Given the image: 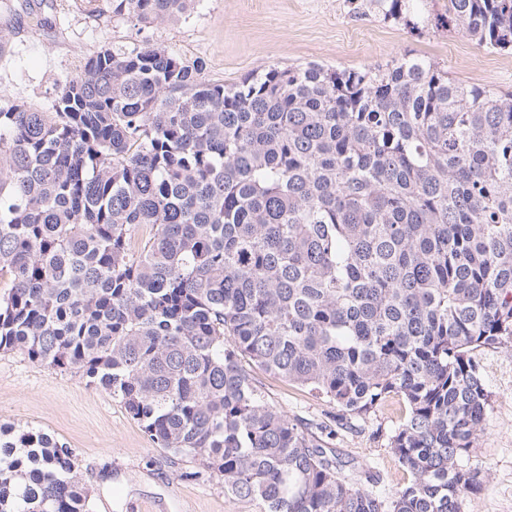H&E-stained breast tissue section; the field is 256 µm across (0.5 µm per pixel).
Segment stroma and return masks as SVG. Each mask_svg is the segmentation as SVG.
Instances as JSON below:
<instances>
[{
    "label": "stroma",
    "instance_id": "1",
    "mask_svg": "<svg viewBox=\"0 0 512 512\" xmlns=\"http://www.w3.org/2000/svg\"><path fill=\"white\" fill-rule=\"evenodd\" d=\"M113 0H0V105L49 110L60 84L91 56L149 44L186 62L203 61V81L231 87L269 68L318 63L362 69L405 55L426 57L452 79L512 93V53L476 45L456 29L436 26L445 0H422L404 22L385 18L367 0H193L177 22L143 23L115 13ZM491 395L465 463L478 489L465 493L462 512H512V343L477 351ZM267 402L310 424H329L334 408L309 389L255 369ZM405 404L394 398L371 412L361 431L335 446L376 476L390 493L407 474L388 448ZM35 427L72 448L76 472L93 501L111 512H259L225 494L199 460L171 463L119 400L69 372L48 371L13 352H0V423ZM199 472L196 480L183 479Z\"/></svg>",
    "mask_w": 512,
    "mask_h": 512
}]
</instances>
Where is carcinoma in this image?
<instances>
[{
    "label": "carcinoma",
    "instance_id": "1",
    "mask_svg": "<svg viewBox=\"0 0 512 512\" xmlns=\"http://www.w3.org/2000/svg\"><path fill=\"white\" fill-rule=\"evenodd\" d=\"M113 2L161 23L191 0ZM448 23L512 52V0H448ZM202 68L103 48L51 111L0 108V351L108 391L260 512H461L489 406L474 352L512 340V94L406 57L232 88ZM254 366L343 431L401 398L407 483L363 489ZM92 507L72 449L0 426V512ZM253 373L259 380L262 393L267 402L273 404L290 416H297L310 424H335L333 415L336 409L309 389L253 367Z\"/></svg>",
    "mask_w": 512,
    "mask_h": 512
}]
</instances>
